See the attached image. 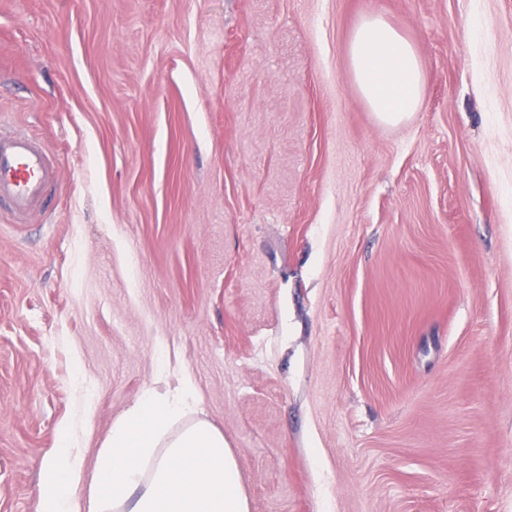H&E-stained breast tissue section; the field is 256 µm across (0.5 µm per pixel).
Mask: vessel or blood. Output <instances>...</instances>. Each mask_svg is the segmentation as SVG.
<instances>
[{"mask_svg":"<svg viewBox=\"0 0 512 512\" xmlns=\"http://www.w3.org/2000/svg\"><path fill=\"white\" fill-rule=\"evenodd\" d=\"M56 178L57 169L38 138L0 128V211L24 220Z\"/></svg>","mask_w":512,"mask_h":512,"instance_id":"b4317fda","label":"vessel or blood"}]
</instances>
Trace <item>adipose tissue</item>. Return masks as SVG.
I'll use <instances>...</instances> for the list:
<instances>
[{"mask_svg":"<svg viewBox=\"0 0 512 512\" xmlns=\"http://www.w3.org/2000/svg\"><path fill=\"white\" fill-rule=\"evenodd\" d=\"M349 74L377 117L396 124L418 108L425 69L414 45L380 14L365 16L348 48ZM190 378L158 376L112 425L92 476L63 429L40 473V512H250L224 435L196 416Z\"/></svg>","mask_w":512,"mask_h":512,"instance_id":"ef3b65f1","label":"adipose tissue"}]
</instances>
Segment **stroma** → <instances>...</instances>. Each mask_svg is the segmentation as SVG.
Here are the masks:
<instances>
[{
	"mask_svg": "<svg viewBox=\"0 0 512 512\" xmlns=\"http://www.w3.org/2000/svg\"><path fill=\"white\" fill-rule=\"evenodd\" d=\"M426 86L381 123L360 19ZM0 512L192 378L251 512H512V0H0ZM349 74L377 117L397 124L418 108L425 69L414 45L381 14L365 16L348 48ZM56 178L57 169L38 138L0 126V211L23 221Z\"/></svg>",
	"mask_w": 512,
	"mask_h": 512,
	"instance_id": "1",
	"label": "stroma"
}]
</instances>
